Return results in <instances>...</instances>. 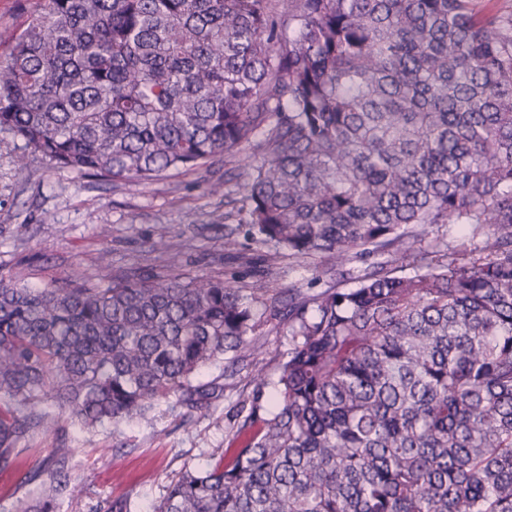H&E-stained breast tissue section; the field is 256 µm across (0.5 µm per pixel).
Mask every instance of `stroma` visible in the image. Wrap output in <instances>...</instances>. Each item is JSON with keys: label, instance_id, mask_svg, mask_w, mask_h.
<instances>
[{"label": "stroma", "instance_id": "1", "mask_svg": "<svg viewBox=\"0 0 512 512\" xmlns=\"http://www.w3.org/2000/svg\"><path fill=\"white\" fill-rule=\"evenodd\" d=\"M23 151L21 140L0 131V273L33 285L73 274L92 277L105 251L116 273L174 269L219 275L236 285L249 282L246 267L224 252V197L205 190L209 181L223 177L224 165L174 172L142 186L83 178L39 160L21 171L16 159ZM161 228L166 237L158 246L154 240ZM383 261L377 253L356 255L349 276L331 280L316 278L312 259L285 258L272 286L305 296L352 288L356 275ZM256 334L257 348L207 413L184 418L163 404L153 421L117 431L69 427L68 444L77 450L72 493L59 500L57 512H103L106 501L125 498L132 512H147L175 472L206 463L212 449L226 447L234 405L259 388L272 393L277 363L288 350V324L264 322ZM54 444V437H37L33 449L22 452L20 468L0 471V512L24 506L33 492L24 485V474L41 468Z\"/></svg>", "mask_w": 512, "mask_h": 512}]
</instances>
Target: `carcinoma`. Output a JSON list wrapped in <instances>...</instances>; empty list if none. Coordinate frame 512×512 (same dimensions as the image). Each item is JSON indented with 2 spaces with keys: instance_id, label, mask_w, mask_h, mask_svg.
I'll return each instance as SVG.
<instances>
[{
  "instance_id": "obj_1",
  "label": "carcinoma",
  "mask_w": 512,
  "mask_h": 512,
  "mask_svg": "<svg viewBox=\"0 0 512 512\" xmlns=\"http://www.w3.org/2000/svg\"><path fill=\"white\" fill-rule=\"evenodd\" d=\"M0 129L28 158L141 185L246 152L224 251L254 278L170 270L42 287L0 273V470L56 512L82 429L224 392L265 318L293 342L232 456L151 512H512V10L498 0H31L0 60ZM436 224L482 258L414 247ZM358 286L269 293L270 259ZM219 370L212 379L199 376ZM53 400L56 410L45 406ZM55 438L39 436L33 444H22L20 448H36L25 450L21 454V466L19 469L0 471V512H20L35 486L22 484L24 474L27 471L40 469L42 461L47 454V448H53Z\"/></svg>"
}]
</instances>
